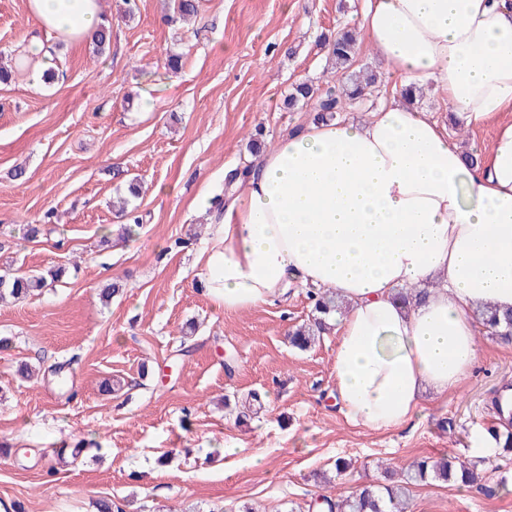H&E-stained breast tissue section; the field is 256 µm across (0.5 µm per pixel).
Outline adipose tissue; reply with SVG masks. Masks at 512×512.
Returning <instances> with one entry per match:
<instances>
[{
  "mask_svg": "<svg viewBox=\"0 0 512 512\" xmlns=\"http://www.w3.org/2000/svg\"><path fill=\"white\" fill-rule=\"evenodd\" d=\"M42 33L91 41L100 0H27ZM360 29L401 86L432 84L464 127L512 112V0H366ZM231 185L200 248L217 307L330 289L333 371L346 419L397 429L425 393L458 388L481 347L474 311L512 312V123L479 164L429 112L393 101L369 119L309 122ZM426 289L406 307L398 289Z\"/></svg>",
  "mask_w": 512,
  "mask_h": 512,
  "instance_id": "obj_1",
  "label": "adipose tissue"
}]
</instances>
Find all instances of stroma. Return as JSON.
<instances>
[{"label": "stroma", "instance_id": "obj_1", "mask_svg": "<svg viewBox=\"0 0 512 512\" xmlns=\"http://www.w3.org/2000/svg\"><path fill=\"white\" fill-rule=\"evenodd\" d=\"M102 2L103 53L56 40L54 83H0V275L63 270L22 302H0V444L11 450L0 455V512H96L101 499L124 512H319L327 486L345 497L382 480L381 465L443 456L478 460L483 489L414 485L407 512H512L502 490L512 452L489 434L491 399L512 385V341L482 337L461 391L425 395L405 426L372 431L336 404L334 330L305 350L290 343L312 316L307 289L227 312L198 276L208 221L196 196L221 204L225 174L254 160L251 138L268 150L312 119L288 95L304 81L336 90L321 36L358 27L364 0H299L289 14L283 0H199L186 23L175 0ZM36 29L26 0H0V57ZM354 68L381 84L344 121L399 86L368 47ZM419 106L474 154L512 122L502 112L461 129L428 85ZM160 184L173 194H156ZM112 283L120 290L102 304ZM23 364L43 377L20 378ZM107 379L123 390L103 393ZM251 392L260 410L243 407ZM340 458L353 464L341 477Z\"/></svg>", "mask_w": 512, "mask_h": 512}]
</instances>
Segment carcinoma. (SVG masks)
<instances>
[{
	"label": "carcinoma",
	"instance_id": "1",
	"mask_svg": "<svg viewBox=\"0 0 512 512\" xmlns=\"http://www.w3.org/2000/svg\"><path fill=\"white\" fill-rule=\"evenodd\" d=\"M360 42L359 33L343 30L336 37L327 40L330 57L335 65L338 91L318 93V88L308 82L295 86L294 92L288 96V106L293 107L300 101H315L314 119L331 121L336 114L349 108L363 104L372 95V87L378 82L375 73L361 78L351 71L356 60L357 47ZM61 270H52L48 275L23 274L0 275V299L7 297L15 300L26 298L46 287L48 282H55ZM314 301L316 316L310 323H303L291 332L292 344L305 349L317 339V333L325 329V317L344 309V304L331 292L310 293ZM477 315L488 335L503 339L512 338V314L498 318L497 314H486L479 310ZM385 481L363 484L349 498L337 500L326 497L331 512H403V498L407 487L411 484L438 480L451 482L460 488L471 489L480 487L481 476L476 466L453 461L442 457L436 460L425 459L410 468L404 478L396 480L390 469L384 470Z\"/></svg>",
	"mask_w": 512,
	"mask_h": 512
}]
</instances>
